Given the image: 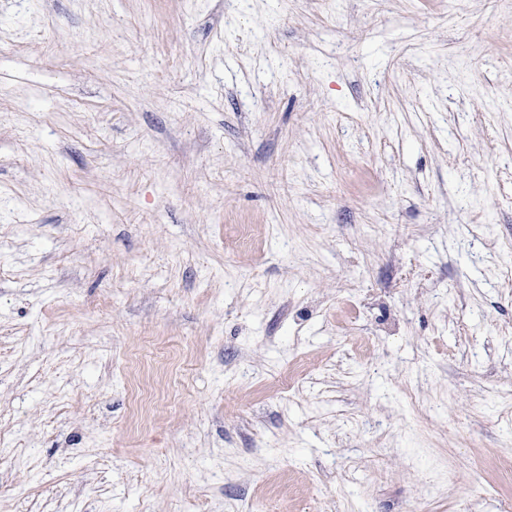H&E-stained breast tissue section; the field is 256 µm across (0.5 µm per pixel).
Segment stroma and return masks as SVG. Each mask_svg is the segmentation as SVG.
I'll list each match as a JSON object with an SVG mask.
<instances>
[{
  "mask_svg": "<svg viewBox=\"0 0 512 512\" xmlns=\"http://www.w3.org/2000/svg\"><path fill=\"white\" fill-rule=\"evenodd\" d=\"M0 512H512V0H0Z\"/></svg>",
  "mask_w": 512,
  "mask_h": 512,
  "instance_id": "obj_1",
  "label": "stroma"
}]
</instances>
